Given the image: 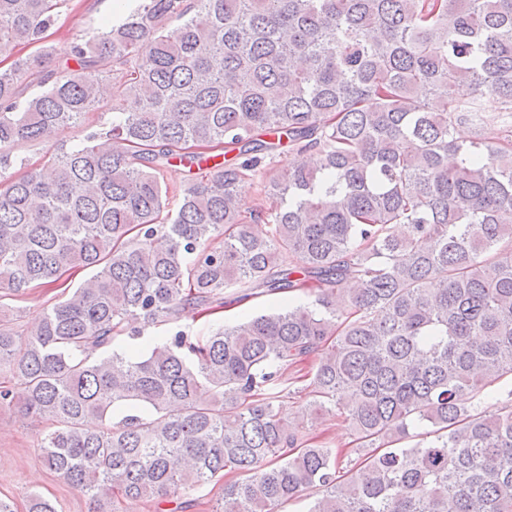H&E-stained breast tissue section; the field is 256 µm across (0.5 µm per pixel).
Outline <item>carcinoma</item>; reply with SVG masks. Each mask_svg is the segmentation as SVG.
<instances>
[{
	"instance_id": "carcinoma-1",
	"label": "carcinoma",
	"mask_w": 512,
	"mask_h": 512,
	"mask_svg": "<svg viewBox=\"0 0 512 512\" xmlns=\"http://www.w3.org/2000/svg\"><path fill=\"white\" fill-rule=\"evenodd\" d=\"M68 2L0 0V54L35 48L0 69V299L95 269L25 337L0 318L46 467L90 512L228 474L211 512H512V390L474 404L512 379V0H143L48 71ZM105 83L112 126L27 167ZM219 154L170 209L165 171ZM227 289L314 304L113 349ZM300 392L368 456L309 444Z\"/></svg>"
}]
</instances>
